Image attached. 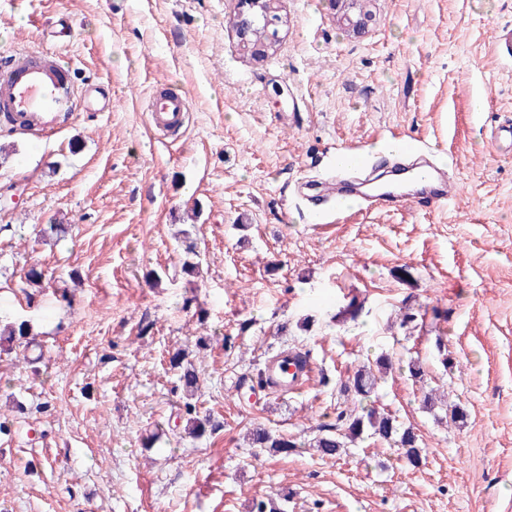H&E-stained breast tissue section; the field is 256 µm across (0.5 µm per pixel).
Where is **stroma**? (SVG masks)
Returning <instances> with one entry per match:
<instances>
[{"label": "stroma", "mask_w": 512, "mask_h": 512, "mask_svg": "<svg viewBox=\"0 0 512 512\" xmlns=\"http://www.w3.org/2000/svg\"><path fill=\"white\" fill-rule=\"evenodd\" d=\"M278 8L258 61L237 44L239 0H0V52L52 48L68 14L76 87L112 101L78 103L47 138L0 129V320L29 319L38 342L0 350V512H512V146L489 138L512 118V57L494 50L512 0H372L360 36L332 0ZM162 83L190 99L174 134L147 113ZM401 137L448 159L460 190L445 210L313 223L339 153L368 150L375 177ZM190 220L195 277L175 238ZM54 223L66 237L39 242ZM353 301L357 319L339 318ZM177 347L213 425L200 439L184 432ZM287 348L309 380L263 391L258 369ZM381 356L367 406L413 429L416 467L376 438L309 446L350 407L341 382ZM438 386L464 422L425 407ZM257 426L295 450L248 447Z\"/></svg>", "instance_id": "35a3bbf8"}]
</instances>
